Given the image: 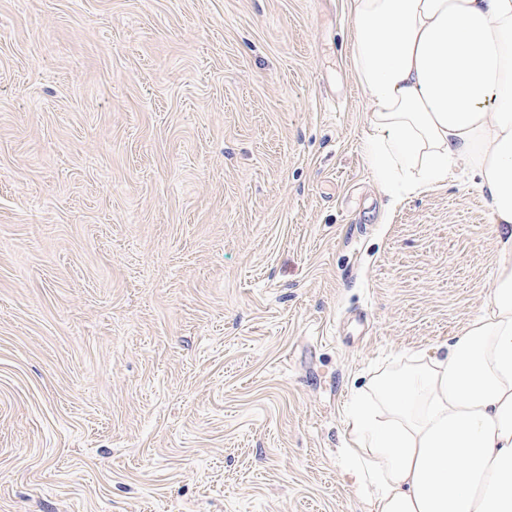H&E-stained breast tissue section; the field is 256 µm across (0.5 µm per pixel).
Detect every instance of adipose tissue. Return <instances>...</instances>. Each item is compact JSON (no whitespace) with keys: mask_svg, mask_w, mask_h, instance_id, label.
<instances>
[{"mask_svg":"<svg viewBox=\"0 0 512 512\" xmlns=\"http://www.w3.org/2000/svg\"><path fill=\"white\" fill-rule=\"evenodd\" d=\"M368 151L391 199L472 174L496 285L440 358L345 417L369 512H512V0H348Z\"/></svg>","mask_w":512,"mask_h":512,"instance_id":"adipose-tissue-1","label":"adipose tissue"}]
</instances>
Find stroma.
<instances>
[{"mask_svg": "<svg viewBox=\"0 0 512 512\" xmlns=\"http://www.w3.org/2000/svg\"><path fill=\"white\" fill-rule=\"evenodd\" d=\"M345 0H0V512H368L345 414L496 278L378 188Z\"/></svg>", "mask_w": 512, "mask_h": 512, "instance_id": "stroma-1", "label": "stroma"}]
</instances>
